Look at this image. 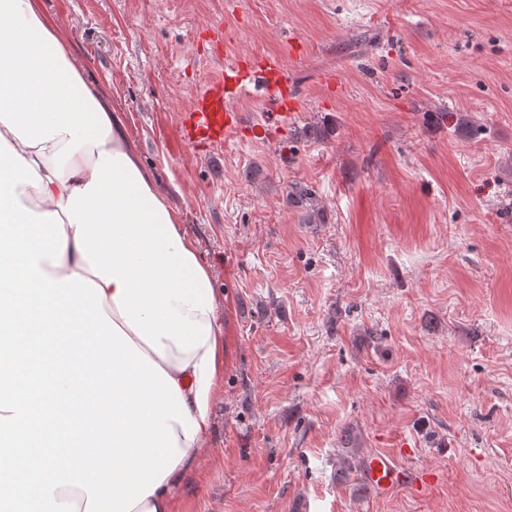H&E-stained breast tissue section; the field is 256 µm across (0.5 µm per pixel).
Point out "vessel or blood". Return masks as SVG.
Masks as SVG:
<instances>
[{
  "instance_id": "vessel-or-blood-1",
  "label": "vessel or blood",
  "mask_w": 512,
  "mask_h": 512,
  "mask_svg": "<svg viewBox=\"0 0 512 512\" xmlns=\"http://www.w3.org/2000/svg\"><path fill=\"white\" fill-rule=\"evenodd\" d=\"M281 80V66L273 58L260 59L254 65L243 59L226 64L223 73L196 91L189 107L180 113V142L195 154L204 155L241 139L244 133L261 138L266 132L283 127L303 101L294 88L284 87ZM255 86L263 90L273 110L267 114L265 124L251 129L236 103ZM361 473L365 486L376 497L399 487H419L431 479L430 474L407 471L397 459L384 453L368 456Z\"/></svg>"
}]
</instances>
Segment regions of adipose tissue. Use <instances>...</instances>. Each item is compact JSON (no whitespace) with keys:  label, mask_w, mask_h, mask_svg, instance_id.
<instances>
[{"label":"adipose tissue","mask_w":512,"mask_h":512,"mask_svg":"<svg viewBox=\"0 0 512 512\" xmlns=\"http://www.w3.org/2000/svg\"><path fill=\"white\" fill-rule=\"evenodd\" d=\"M0 136L41 176L18 185L35 213H59L67 236L57 280L79 274L138 349L175 380L197 423L174 433L184 456L133 512H175L212 427L227 341L212 274L106 90L90 83L67 31L41 0H0Z\"/></svg>","instance_id":"1"}]
</instances>
